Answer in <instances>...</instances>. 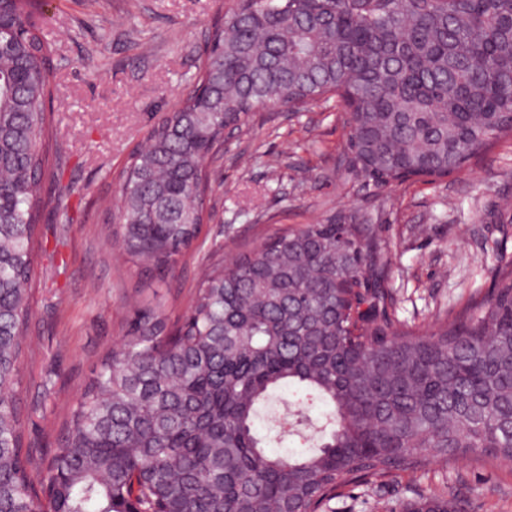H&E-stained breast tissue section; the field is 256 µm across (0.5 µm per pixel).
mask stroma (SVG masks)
I'll list each match as a JSON object with an SVG mask.
<instances>
[{"mask_svg": "<svg viewBox=\"0 0 512 512\" xmlns=\"http://www.w3.org/2000/svg\"><path fill=\"white\" fill-rule=\"evenodd\" d=\"M237 0H44L51 46L54 121L62 152L43 196L69 191L71 221L45 210L32 273L29 347L19 397L25 443L37 460L59 448L62 426L103 355L120 342L137 302L186 311L202 270L231 261L285 227L345 209L373 225L387 247L388 287L399 320L430 325L486 296L499 255L512 256V142L440 181L415 178L373 196L343 161L344 112L337 99L297 111L263 110L208 160L212 219L160 281L119 254L114 175L156 119L174 111L205 59L214 20ZM458 491L479 512H512V461L452 455L423 477L402 472L357 486L324 512H379L433 487Z\"/></svg>", "mask_w": 512, "mask_h": 512, "instance_id": "35a3bbf8", "label": "stroma"}]
</instances>
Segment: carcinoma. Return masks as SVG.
Here are the masks:
<instances>
[{
    "label": "carcinoma",
    "mask_w": 512,
    "mask_h": 512,
    "mask_svg": "<svg viewBox=\"0 0 512 512\" xmlns=\"http://www.w3.org/2000/svg\"><path fill=\"white\" fill-rule=\"evenodd\" d=\"M51 48L39 0H0V512H320L351 484L462 452L512 460V259L431 329L391 313L382 246L353 216L274 235L202 274L182 322L138 305L33 474L17 397L42 211ZM336 95L348 171L384 194L512 137V0H239L177 110L119 182L121 244L164 277L209 219V153L268 103ZM331 407L306 452L255 421L282 386ZM402 512H476L434 488Z\"/></svg>",
    "instance_id": "carcinoma-1"
}]
</instances>
